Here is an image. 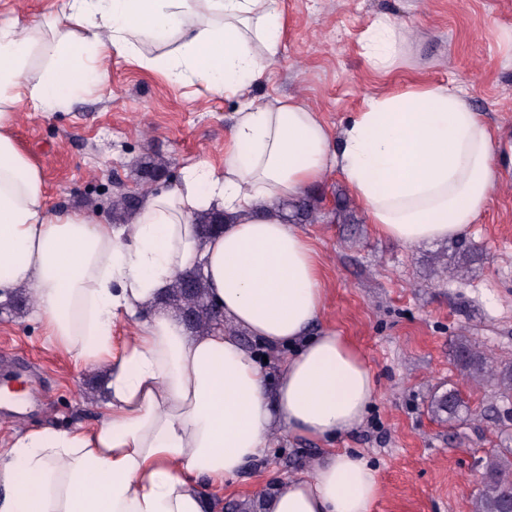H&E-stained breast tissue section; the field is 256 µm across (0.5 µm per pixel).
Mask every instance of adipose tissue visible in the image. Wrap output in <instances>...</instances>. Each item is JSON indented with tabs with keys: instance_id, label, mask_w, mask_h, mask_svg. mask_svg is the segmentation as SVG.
I'll use <instances>...</instances> for the list:
<instances>
[{
	"instance_id": "adipose-tissue-1",
	"label": "adipose tissue",
	"mask_w": 512,
	"mask_h": 512,
	"mask_svg": "<svg viewBox=\"0 0 512 512\" xmlns=\"http://www.w3.org/2000/svg\"><path fill=\"white\" fill-rule=\"evenodd\" d=\"M281 29L278 0H67L49 24H0V303L29 292L61 348L107 368L99 423L32 429L0 453V512H214L205 485L265 458L275 425L327 447L267 512H369L377 472L335 441L364 424L375 381L347 337L312 334L325 302L320 256L276 206L333 174L383 238L411 247L463 236L497 184L491 128L466 92L405 83L366 95L338 130L299 100L245 103L222 166L186 168L120 226L51 211L41 169L14 133L19 107H65L109 80L102 55H137L142 40L178 41L175 55L148 61L169 82L240 94L278 56ZM409 34L378 15L363 45L368 66L394 72ZM203 211L228 217L207 238L193 220ZM197 267L235 333L191 336L154 311ZM122 315L139 324L117 355ZM246 335L287 350L276 380Z\"/></svg>"
}]
</instances>
